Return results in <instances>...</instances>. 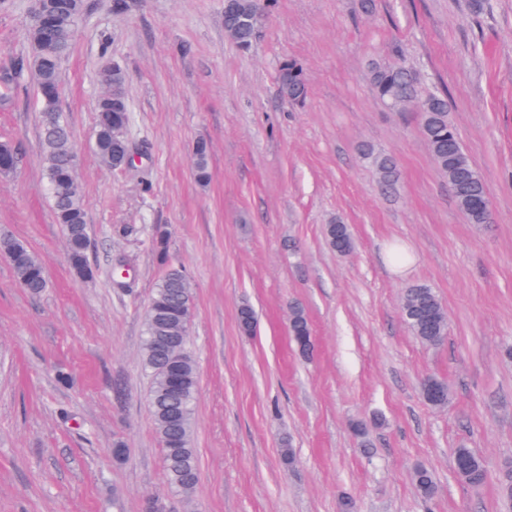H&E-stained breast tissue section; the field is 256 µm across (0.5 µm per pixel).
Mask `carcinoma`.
Wrapping results in <instances>:
<instances>
[{
    "label": "carcinoma",
    "instance_id": "carcinoma-1",
    "mask_svg": "<svg viewBox=\"0 0 512 512\" xmlns=\"http://www.w3.org/2000/svg\"><path fill=\"white\" fill-rule=\"evenodd\" d=\"M271 0H228L224 3V30L228 31L236 46L250 49L259 30L267 19ZM84 10V0H49L43 21L27 26V38L32 46L31 56L17 57L13 71L0 79V98H9L12 87L24 77L35 87L40 113L41 140L44 153V175L49 184L54 219L60 225L67 241L72 268L81 274L87 249L86 210L79 187L73 185L75 168L70 156L74 144L70 127L63 119L61 99V68L68 57L75 28ZM102 81L106 95L112 91L124 93L126 75L123 71L106 70ZM371 83L377 96L394 106L414 105L421 112L419 133L427 141L434 163L448 179L453 198L473 224L489 220L488 196L481 174L466 154L459 136L448 121V100L445 96L422 94L418 74L401 65H376L371 70ZM278 92L296 105L303 104L308 95L302 66L287 61L280 66ZM128 105L107 110L96 106L95 151L107 165L117 159L120 144L113 139V128L128 126ZM361 154L376 167L382 182L391 186L397 178L392 157L376 154L364 147ZM196 175L205 182L209 179L208 145L199 141L193 148ZM326 235L331 247L340 254L352 248V238L345 224H329ZM152 246L165 265V271L156 283L144 321L141 346L142 365L149 379L148 401L163 450L164 469L168 485L184 497H189L199 481L197 450L192 436L199 388V377L194 357L189 349V331L192 319V292L183 285L186 269L167 251V241L160 234L152 239ZM20 287L38 295L47 287L44 268L36 255L17 240L10 241L5 253ZM401 315L412 333L424 344L438 346L448 335L447 314L432 288L412 285L402 297ZM238 325L242 335L250 336L256 326L253 309L243 305L239 309ZM289 330L303 354L311 349L308 321L298 308L292 309ZM174 336L180 339L184 355L171 364L158 344V337ZM422 397L429 405L448 398L445 383L435 377L427 378L422 386ZM470 461L465 468L462 462ZM454 472L464 484L478 489L487 476L484 460L469 448L454 452ZM414 482L420 496L431 500L436 494L432 473L423 467L414 471ZM499 487L503 501L512 504V464H502Z\"/></svg>",
    "mask_w": 512,
    "mask_h": 512
}]
</instances>
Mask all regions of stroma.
Instances as JSON below:
<instances>
[{
	"mask_svg": "<svg viewBox=\"0 0 512 512\" xmlns=\"http://www.w3.org/2000/svg\"><path fill=\"white\" fill-rule=\"evenodd\" d=\"M29 0H0V74L31 53ZM308 100L277 91L286 60ZM376 64L417 71L448 97V119L480 172L492 218L472 224L419 133L414 107L385 105ZM126 73L140 151L115 169L94 153L104 69ZM62 110L80 152L92 277L73 270L44 178L32 81L0 105L17 149L0 176V232L41 261L48 286L20 288L0 257V512H506L498 470L512 460V0H274L250 50L224 32V0H85L61 70ZM209 147L207 183L192 163ZM390 155L384 189L361 146ZM341 221L353 248L336 253ZM164 233L192 286L190 348L200 380L191 499L166 482L141 337L164 267ZM407 247L402 270L386 258ZM432 288L448 336L423 344L404 323L405 288ZM250 305L253 335L239 331ZM308 320L311 350L289 333ZM448 402L426 404L427 377ZM364 424L366 437L355 432ZM124 443V460L113 449ZM470 448L487 478L453 469ZM292 461H285L284 450ZM438 491L423 500L415 467ZM326 235L331 247L337 253L345 254L352 248V238L346 224H327ZM289 330L300 352L308 354L311 349V336L308 321L301 309H292ZM465 460L471 462L467 468L461 465ZM453 464L457 478L464 484L474 489L480 488L484 484L487 476L484 460L470 448H456Z\"/></svg>",
	"mask_w": 512,
	"mask_h": 512,
	"instance_id": "stroma-1",
	"label": "stroma"
}]
</instances>
